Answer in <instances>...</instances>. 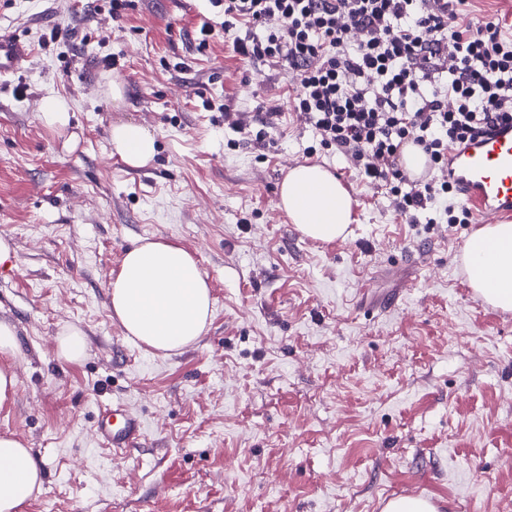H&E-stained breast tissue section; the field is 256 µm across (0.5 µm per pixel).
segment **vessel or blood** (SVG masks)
Wrapping results in <instances>:
<instances>
[{
	"mask_svg": "<svg viewBox=\"0 0 512 512\" xmlns=\"http://www.w3.org/2000/svg\"><path fill=\"white\" fill-rule=\"evenodd\" d=\"M19 38L0 34V76L15 73L26 58ZM448 176L462 190V203L476 224L512 218V124H502L467 145L448 149ZM139 417L113 405L104 409L95 433L113 456H125L140 439Z\"/></svg>",
	"mask_w": 512,
	"mask_h": 512,
	"instance_id": "1",
	"label": "vessel or blood"
}]
</instances>
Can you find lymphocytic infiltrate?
<instances>
[{"mask_svg": "<svg viewBox=\"0 0 512 512\" xmlns=\"http://www.w3.org/2000/svg\"><path fill=\"white\" fill-rule=\"evenodd\" d=\"M239 54L295 75L291 111L318 145L386 186L407 223L470 213L448 179V148L512 123V37L487 18L456 26L468 0H210ZM420 148L432 177L406 183L404 147Z\"/></svg>", "mask_w": 512, "mask_h": 512, "instance_id": "obj_1", "label": "lymphocytic infiltrate"}]
</instances>
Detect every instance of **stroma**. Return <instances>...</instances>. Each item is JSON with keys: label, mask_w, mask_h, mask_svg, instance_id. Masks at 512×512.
<instances>
[{"label": "stroma", "mask_w": 512, "mask_h": 512, "mask_svg": "<svg viewBox=\"0 0 512 512\" xmlns=\"http://www.w3.org/2000/svg\"><path fill=\"white\" fill-rule=\"evenodd\" d=\"M54 28L66 58L40 45ZM0 32L29 47L0 77V320L18 340L0 435L45 474L25 512H384L398 497L512 512V311L467 281L474 225L406 223L346 156L306 155L315 131L282 107L297 80L237 53L208 0H133L118 22L109 0H11ZM50 97L70 105L73 149L39 119ZM222 104L268 119V145H240ZM130 121L157 135L141 168L109 142ZM309 163L357 201L346 239L276 215ZM147 240L189 250L213 299L202 337L167 356L109 310L111 275ZM73 326L87 352L66 362ZM112 402L144 421L124 458L94 434ZM86 352V342L83 332L73 327L63 334L58 341V355L65 361L77 362Z\"/></svg>", "instance_id": "1"}]
</instances>
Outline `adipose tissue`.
I'll return each instance as SVG.
<instances>
[{
  "label": "adipose tissue",
  "instance_id": "adipose-tissue-1",
  "mask_svg": "<svg viewBox=\"0 0 512 512\" xmlns=\"http://www.w3.org/2000/svg\"><path fill=\"white\" fill-rule=\"evenodd\" d=\"M114 154L128 166L148 165L156 137L135 122L113 125ZM356 201L329 170L317 164L291 168L279 206L304 236L330 243L347 235ZM465 269L471 287L488 303L512 310V224H487L466 241ZM110 308L127 336L164 354L197 342L212 314L207 277L181 246L149 241L127 251L108 283ZM42 469L29 448L0 436V512H24L43 491Z\"/></svg>",
  "mask_w": 512,
  "mask_h": 512
}]
</instances>
